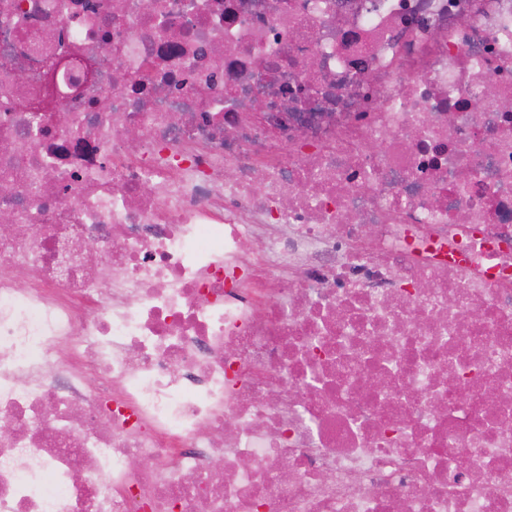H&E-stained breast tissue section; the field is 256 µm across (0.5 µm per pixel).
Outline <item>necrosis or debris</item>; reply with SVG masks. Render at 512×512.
<instances>
[{
    "label": "necrosis or debris",
    "mask_w": 512,
    "mask_h": 512,
    "mask_svg": "<svg viewBox=\"0 0 512 512\" xmlns=\"http://www.w3.org/2000/svg\"><path fill=\"white\" fill-rule=\"evenodd\" d=\"M0 212V512H512V0H0Z\"/></svg>",
    "instance_id": "obj_1"
}]
</instances>
